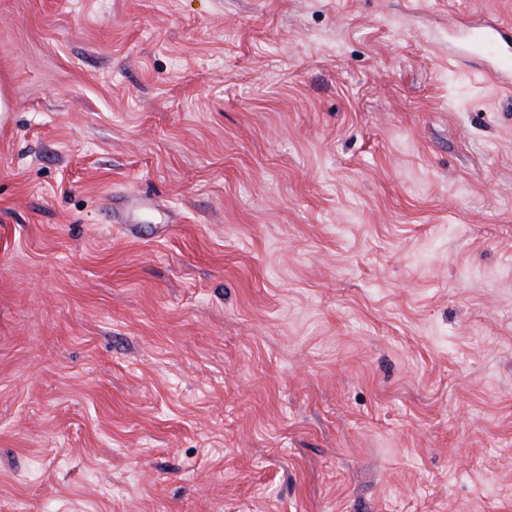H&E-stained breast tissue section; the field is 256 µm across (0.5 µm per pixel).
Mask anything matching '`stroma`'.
<instances>
[{
  "label": "stroma",
  "mask_w": 512,
  "mask_h": 512,
  "mask_svg": "<svg viewBox=\"0 0 512 512\" xmlns=\"http://www.w3.org/2000/svg\"><path fill=\"white\" fill-rule=\"evenodd\" d=\"M512 0H0V512H512Z\"/></svg>",
  "instance_id": "stroma-1"
}]
</instances>
